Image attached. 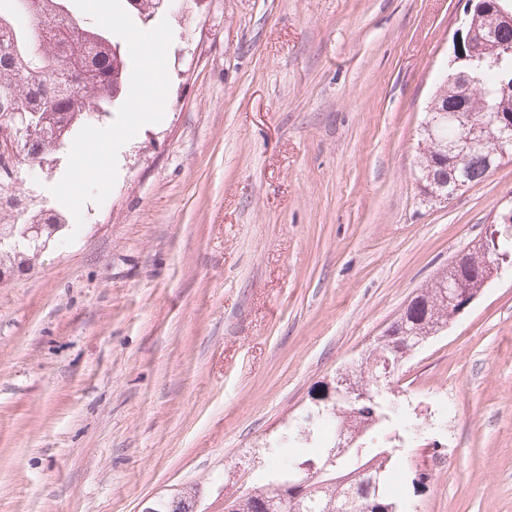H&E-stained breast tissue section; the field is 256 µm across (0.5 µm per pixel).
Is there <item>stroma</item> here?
I'll return each instance as SVG.
<instances>
[{
	"instance_id": "1",
	"label": "stroma",
	"mask_w": 512,
	"mask_h": 512,
	"mask_svg": "<svg viewBox=\"0 0 512 512\" xmlns=\"http://www.w3.org/2000/svg\"><path fill=\"white\" fill-rule=\"evenodd\" d=\"M463 0H178L157 125L133 86L70 150L17 168L72 232L0 280V512H142L196 487L224 512L272 465L266 442L361 359L436 273L512 207V162L441 203L421 124ZM128 74L145 69L124 0ZM121 138H114V131ZM425 426L393 474L414 512H512V270L399 371ZM427 480H420L421 472Z\"/></svg>"
}]
</instances>
